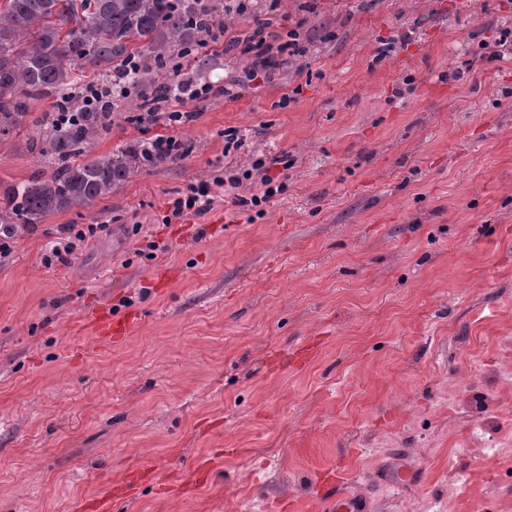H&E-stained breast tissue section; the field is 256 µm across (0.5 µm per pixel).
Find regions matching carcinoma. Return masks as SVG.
<instances>
[{
    "instance_id": "1",
    "label": "carcinoma",
    "mask_w": 512,
    "mask_h": 512,
    "mask_svg": "<svg viewBox=\"0 0 512 512\" xmlns=\"http://www.w3.org/2000/svg\"><path fill=\"white\" fill-rule=\"evenodd\" d=\"M210 9L202 0H5L0 7V134L35 136L25 149L43 162L29 177L0 194V227H33L51 214L89 209L143 169L161 163L144 143L107 155L87 156L88 146L108 130L98 112L60 129L32 117L46 101L57 107L89 72L107 80L129 73L128 87L150 108L190 87L177 84L174 62L192 59L195 71L201 32Z\"/></svg>"
}]
</instances>
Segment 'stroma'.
Here are the masks:
<instances>
[{
  "label": "stroma",
  "mask_w": 512,
  "mask_h": 512,
  "mask_svg": "<svg viewBox=\"0 0 512 512\" xmlns=\"http://www.w3.org/2000/svg\"><path fill=\"white\" fill-rule=\"evenodd\" d=\"M303 56L250 78L251 55L205 71L233 94L179 128L181 160L83 215L14 232L0 260V512H323L334 470L367 512H457L471 453L512 438V0H279ZM394 49L380 55L382 43ZM262 157L286 184L249 218L243 184L205 216L164 223L188 183ZM114 118L92 155L150 141ZM0 135V182L30 175ZM106 230L68 265L65 224ZM137 311L119 343L90 309ZM319 349L299 364L298 347ZM471 378L456 399L448 385ZM207 462L191 491L157 484ZM412 483H392L402 470Z\"/></svg>",
  "instance_id": "stroma-1"
}]
</instances>
